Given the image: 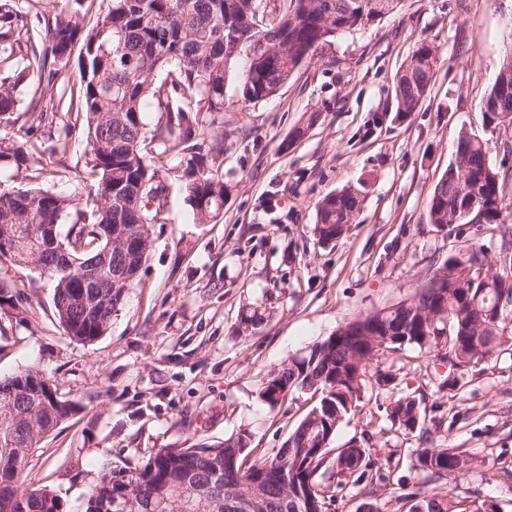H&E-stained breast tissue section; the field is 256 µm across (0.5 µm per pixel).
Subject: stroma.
Returning a JSON list of instances; mask_svg holds the SVG:
<instances>
[{
    "instance_id": "35a3bbf8",
    "label": "stroma",
    "mask_w": 512,
    "mask_h": 512,
    "mask_svg": "<svg viewBox=\"0 0 512 512\" xmlns=\"http://www.w3.org/2000/svg\"><path fill=\"white\" fill-rule=\"evenodd\" d=\"M28 16L92 19L109 0H15ZM437 63L416 112L396 115L395 76L421 43ZM512 50V0H402L374 25L331 39L273 98L245 103L234 84L208 133L224 177V214L202 224L185 200L181 166L152 159L164 205L150 227L137 283L97 341H71L54 315L53 286L38 266H0L34 314L24 327L0 318V378L30 367L49 375L81 410L31 449L26 489L48 488L64 512H85L103 469L157 448L217 443L248 433L281 447L314 405L295 392L269 408L263 380L355 316L409 301L448 256L481 247L502 270L512 229V125L486 127L481 107ZM481 138L509 206L501 225L431 224L429 196L454 158L460 132ZM46 176L0 171V189L42 187L87 195L79 122L69 137L39 131ZM361 193L346 233L321 243L316 204L345 188ZM387 375L389 384L378 383ZM457 377L449 387V377ZM413 396L427 436L401 434L387 410ZM457 448L472 465L449 482L461 512H512V346L458 370L448 338L405 346L371 363L356 408L333 447L356 441L381 473L407 484L424 439Z\"/></svg>"
}]
</instances>
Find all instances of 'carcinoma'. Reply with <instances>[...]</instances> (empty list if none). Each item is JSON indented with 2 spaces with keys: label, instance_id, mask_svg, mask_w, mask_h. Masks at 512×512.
Wrapping results in <instances>:
<instances>
[{
  "label": "carcinoma",
  "instance_id": "obj_1",
  "mask_svg": "<svg viewBox=\"0 0 512 512\" xmlns=\"http://www.w3.org/2000/svg\"><path fill=\"white\" fill-rule=\"evenodd\" d=\"M256 0H110L92 25L71 16L45 19L50 43L26 40L16 31L27 16L0 0V55L22 53L26 69L0 78V121H10L17 86L36 75L47 90L31 98L28 114L37 127L52 129L61 114H76L88 148L87 175L96 202L82 205L74 195L35 187L0 190V226L11 228L0 263L35 262L52 282L55 313L65 334L91 343L109 328L112 313L135 284L149 247V226L159 221V171L149 155L156 150L181 157L182 190L201 223L221 217L224 181L214 173V147H206L208 118L224 111L227 82L240 98L256 103L275 96L294 72L329 39L370 26L396 13L402 0H289L277 21L254 28ZM82 44L80 78L67 76L72 47ZM436 57L422 43L397 77L396 112L416 111L430 90ZM168 69L167 79L154 75ZM157 102L163 120L151 129L145 100ZM483 118L487 126L512 124V52L504 55ZM32 141L1 142L0 167L29 169L40 163ZM360 192L347 188L317 204L316 232L329 244L353 223ZM503 183L490 165L484 143L463 131L455 162L434 186L428 201L430 223L498 224L506 209ZM71 217L67 232L52 239L41 231ZM68 253L61 265L59 248ZM20 292L0 282V315L19 326L31 322ZM512 283L484 268L481 249L469 245L448 257L424 284L417 299L351 320L367 339L333 333L306 355L270 373L260 394L270 405L273 392L313 391L320 399L272 454L253 456L246 434L217 444L159 448L134 464L102 473L91 488L86 512H233L227 504L246 495L256 512H328L336 492L368 481L373 460L352 444L331 455L316 443L319 433L335 436L359 389L338 379L340 371L367 366L405 345L420 348L448 327V362L458 369L484 362L512 341L505 336V305ZM47 374L29 368L0 381V512H63L57 495L43 488L22 490L28 452L67 421L78 408L45 385ZM389 413L402 432L426 435L415 398L401 396ZM469 465L457 448L417 449V489L401 495L407 512H455L444 485ZM336 485L320 481L329 470Z\"/></svg>",
  "mask_w": 512,
  "mask_h": 512
}]
</instances>
